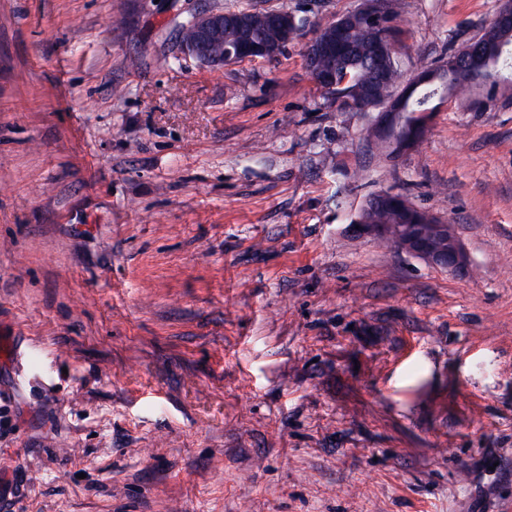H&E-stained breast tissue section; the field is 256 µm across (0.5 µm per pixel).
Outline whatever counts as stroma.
Returning a JSON list of instances; mask_svg holds the SVG:
<instances>
[{
	"label": "stroma",
	"instance_id": "1",
	"mask_svg": "<svg viewBox=\"0 0 512 512\" xmlns=\"http://www.w3.org/2000/svg\"><path fill=\"white\" fill-rule=\"evenodd\" d=\"M502 0H400L404 76ZM360 0H0V512H512V90L399 156L312 78ZM286 11L275 60L181 25ZM464 271L358 231L383 190ZM231 12L207 10L199 13L190 22L192 36L182 39L180 47L184 54L192 56L200 63L208 66H224L241 59L268 58L273 56L276 49L264 42L277 43L281 40L279 32L269 23L271 12H247L251 21V35L262 41L257 42L251 36H243L235 47L229 48L236 42L235 35H224L225 16L230 24L244 27V22L234 19ZM337 38L335 42L328 40L312 39L306 48V65L309 70L313 71L317 76L320 83L326 87H333L330 85L332 81V72L329 67L324 64L328 60L336 56L340 50L346 48V30L348 26V19L341 18L336 23Z\"/></svg>",
	"mask_w": 512,
	"mask_h": 512
}]
</instances>
